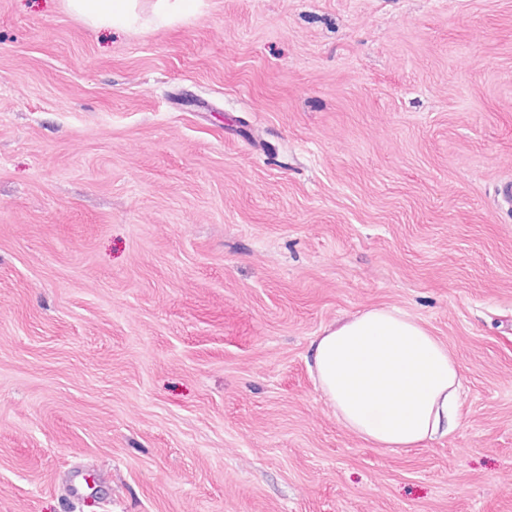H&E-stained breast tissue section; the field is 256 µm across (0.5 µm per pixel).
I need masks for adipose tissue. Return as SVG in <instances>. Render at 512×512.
Instances as JSON below:
<instances>
[{"label":"adipose tissue","instance_id":"adipose-tissue-1","mask_svg":"<svg viewBox=\"0 0 512 512\" xmlns=\"http://www.w3.org/2000/svg\"><path fill=\"white\" fill-rule=\"evenodd\" d=\"M96 27L139 21L138 0H68ZM312 369L337 420L394 452L424 446L459 425V365L447 346L409 314L364 310L324 328L311 343Z\"/></svg>","mask_w":512,"mask_h":512}]
</instances>
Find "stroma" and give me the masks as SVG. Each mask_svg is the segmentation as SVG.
Segmentation results:
<instances>
[{
    "label": "stroma",
    "mask_w": 512,
    "mask_h": 512,
    "mask_svg": "<svg viewBox=\"0 0 512 512\" xmlns=\"http://www.w3.org/2000/svg\"><path fill=\"white\" fill-rule=\"evenodd\" d=\"M512 0H0V512H512ZM397 308L460 425L394 453L308 364ZM69 9L95 27L124 28L140 20L138 0H68Z\"/></svg>",
    "instance_id": "1"
}]
</instances>
